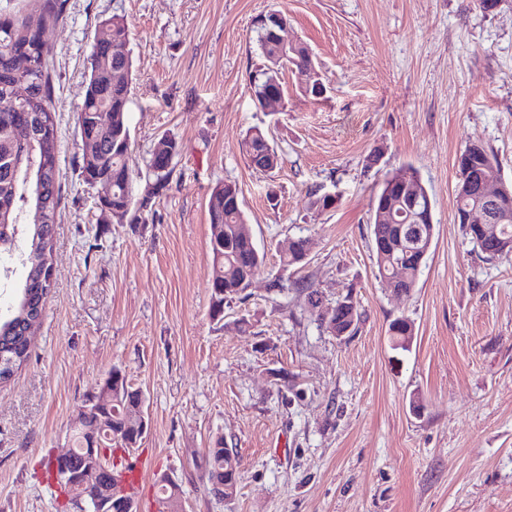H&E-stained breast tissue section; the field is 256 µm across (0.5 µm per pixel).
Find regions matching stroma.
Here are the masks:
<instances>
[{"label":"stroma","mask_w":512,"mask_h":512,"mask_svg":"<svg viewBox=\"0 0 512 512\" xmlns=\"http://www.w3.org/2000/svg\"><path fill=\"white\" fill-rule=\"evenodd\" d=\"M0 6L43 24L44 0ZM272 11L326 87L302 94L286 71L279 112L254 95L256 21ZM115 14L132 31L137 194L157 144L179 147L135 224L113 222L79 177L87 58ZM43 26L60 144L54 279L27 362L0 384V512H63L45 463L115 367L146 397L140 512H156L164 474L184 512H512V260H484L454 219L467 147L494 154L512 185V0L488 12L477 0H66ZM254 126L282 157L274 172L243 150ZM407 164L435 231L417 287L395 296L369 222ZM227 182L266 260L216 321L207 203ZM327 193L333 208L311 207ZM298 236L311 251L283 266ZM312 289L324 309L353 296L354 335L320 325ZM399 317L415 328L404 350L388 339ZM219 439L240 462L231 500L204 467Z\"/></svg>","instance_id":"stroma-1"}]
</instances>
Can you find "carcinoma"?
Returning <instances> with one entry per match:
<instances>
[{
    "label": "carcinoma",
    "mask_w": 512,
    "mask_h": 512,
    "mask_svg": "<svg viewBox=\"0 0 512 512\" xmlns=\"http://www.w3.org/2000/svg\"><path fill=\"white\" fill-rule=\"evenodd\" d=\"M270 16L257 20L258 45L265 62L274 57L283 58L282 70L295 69L299 74L313 67L309 48L299 43L298 51L289 52L279 46L275 39L276 27L268 23ZM131 32L121 15H114L101 24L98 36L94 37L90 55V74L82 102L83 127L95 143L89 154H82L79 167L82 181L91 185L99 178L112 180V207L121 213L112 221L122 224L136 220V213L148 206L152 196L165 187L172 173V160L178 153V145L167 140L168 157L149 160L153 176L152 191L137 198L135 184L127 164L131 149V132L128 122L129 75L133 61L130 52ZM48 48L43 38V27H33L7 14L0 13V72H8V80L0 78V246L12 244L16 236L25 239L26 247L16 254L26 269L25 281L20 291L35 303L46 301L50 285L36 282L33 259L44 251H53V242H45L38 228L56 224V210L37 212L36 188L38 177L47 179L55 200H60L58 185L59 144L56 135L55 115L51 109L52 86L48 73ZM28 77L33 92L28 99L27 111L18 109L11 82ZM285 94L283 76L272 79V73L262 69L254 84L257 100L269 92ZM271 145L267 131L253 127L246 133L243 149L246 155L261 158L259 169L277 168L280 163L276 149L272 155H264ZM462 155L473 168L497 164L494 154L483 147L473 145ZM239 195L236 184L226 182L211 193L208 200L209 237L212 254V280L210 316L220 321L224 318V300L241 294L249 279L257 274L263 263L254 241L252 230L241 206L230 200ZM396 211L403 214L402 223L370 222V232L375 244L376 265L379 276L386 280L402 267L406 278V291L416 287L422 268L413 264L410 256L421 248V234L431 226L433 213L428 211L427 199L411 204L396 200ZM465 235L488 260L508 259L512 254L500 253L493 244L481 240L476 230H467ZM309 238L299 236L288 241L281 251L284 266L304 262L309 247ZM353 301L346 295L336 301V306L317 314L324 327L331 320L341 326L347 325L345 317L347 303ZM415 335L413 323L406 318L393 319L388 328L389 340L395 348H407L409 337ZM123 407L112 405V428L104 429L101 437L103 447L109 449L110 459H115V450L126 449L140 442V437L129 434L122 441L112 439L111 432L124 426ZM240 464L237 455L224 448V439L208 449L205 470L208 479L224 486V498L236 495Z\"/></svg>",
    "instance_id": "1"
}]
</instances>
